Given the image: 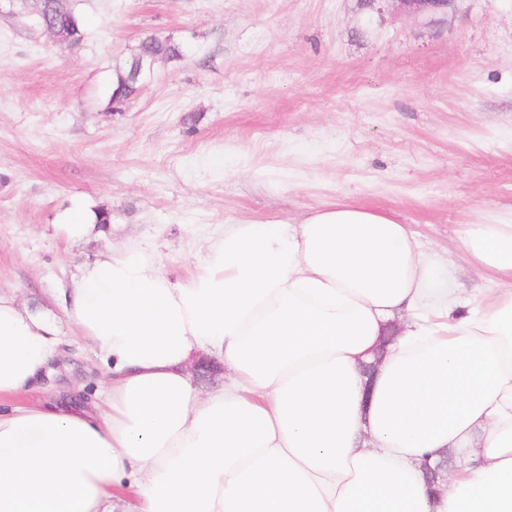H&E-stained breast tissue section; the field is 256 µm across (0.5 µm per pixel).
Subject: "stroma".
I'll list each match as a JSON object with an SVG mask.
<instances>
[{
  "instance_id": "stroma-1",
  "label": "stroma",
  "mask_w": 512,
  "mask_h": 512,
  "mask_svg": "<svg viewBox=\"0 0 512 512\" xmlns=\"http://www.w3.org/2000/svg\"><path fill=\"white\" fill-rule=\"evenodd\" d=\"M75 48L0 10V290L56 295L76 265L128 243L171 277L192 273L226 224H297L351 201L410 226L431 254L456 230L512 215V0H456L412 16L391 0H71ZM158 60L122 111L114 66L148 37ZM105 207L103 237L57 231ZM106 370L67 331L19 405L98 392Z\"/></svg>"
}]
</instances>
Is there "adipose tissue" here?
<instances>
[{
    "label": "adipose tissue",
    "mask_w": 512,
    "mask_h": 512,
    "mask_svg": "<svg viewBox=\"0 0 512 512\" xmlns=\"http://www.w3.org/2000/svg\"><path fill=\"white\" fill-rule=\"evenodd\" d=\"M457 246L482 293L352 204L225 225L181 280L142 247L106 250L62 291L107 369L99 415L13 404L62 339L0 291V512H512V218L461 225ZM200 349L231 382L198 391ZM449 453V486H429L424 463Z\"/></svg>",
    "instance_id": "ef3b65f1"
}]
</instances>
